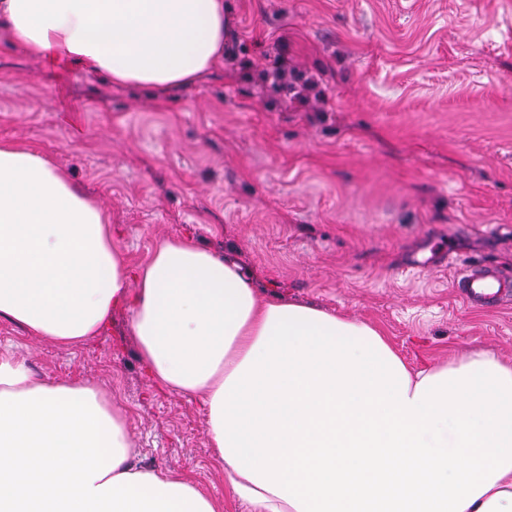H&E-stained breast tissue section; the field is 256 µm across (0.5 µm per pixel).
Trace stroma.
Masks as SVG:
<instances>
[{
  "label": "stroma",
  "instance_id": "obj_1",
  "mask_svg": "<svg viewBox=\"0 0 512 512\" xmlns=\"http://www.w3.org/2000/svg\"><path fill=\"white\" fill-rule=\"evenodd\" d=\"M225 60L158 94L0 41V141L33 145L112 215L130 261L190 236L266 296L377 326L416 367L489 347L512 360V296L463 303L458 267L512 273V0H224ZM314 77L307 101L260 71ZM53 382L111 389L143 464L224 512L197 400L158 387L129 314L76 351L0 319Z\"/></svg>",
  "mask_w": 512,
  "mask_h": 512
}]
</instances>
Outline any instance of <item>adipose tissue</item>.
Returning a JSON list of instances; mask_svg holds the SVG:
<instances>
[{
    "instance_id": "obj_1",
    "label": "adipose tissue",
    "mask_w": 512,
    "mask_h": 512,
    "mask_svg": "<svg viewBox=\"0 0 512 512\" xmlns=\"http://www.w3.org/2000/svg\"><path fill=\"white\" fill-rule=\"evenodd\" d=\"M27 55L165 93L224 58V0H0ZM128 311L160 386L200 402L249 512H512V361L412 369L380 329L271 299L194 238L130 264L112 219L38 149L0 142V318L76 350ZM141 465L110 390L0 351V512H223Z\"/></svg>"
}]
</instances>
